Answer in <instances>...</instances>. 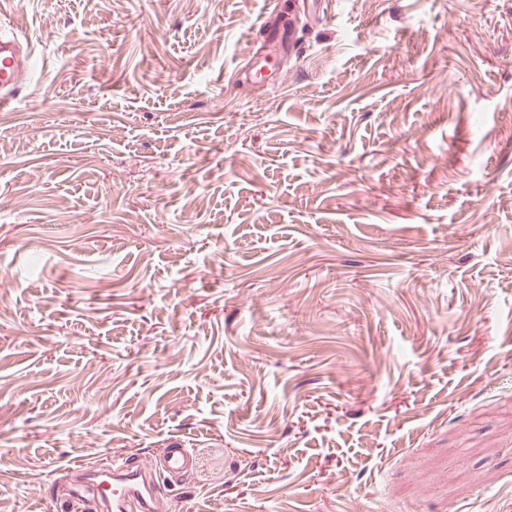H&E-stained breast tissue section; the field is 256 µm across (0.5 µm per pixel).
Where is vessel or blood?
<instances>
[{
    "instance_id": "vessel-or-blood-1",
    "label": "vessel or blood",
    "mask_w": 512,
    "mask_h": 512,
    "mask_svg": "<svg viewBox=\"0 0 512 512\" xmlns=\"http://www.w3.org/2000/svg\"><path fill=\"white\" fill-rule=\"evenodd\" d=\"M34 54L27 40L0 35V108L14 105L19 90L28 84ZM193 466L188 449L167 448L159 467L148 469L129 461L108 468L82 466L73 480L74 495L66 498L67 512L86 502L94 512H160L167 498L164 474Z\"/></svg>"
}]
</instances>
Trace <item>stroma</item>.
Masks as SVG:
<instances>
[{"label":"stroma","instance_id":"stroma-1","mask_svg":"<svg viewBox=\"0 0 512 512\" xmlns=\"http://www.w3.org/2000/svg\"><path fill=\"white\" fill-rule=\"evenodd\" d=\"M268 6L0 0V512H512V0ZM34 53L27 40L0 35V108L14 105L18 91L29 82ZM192 466L188 448L178 444L166 448L159 469H148L127 460L113 463L106 469L80 466L75 470L77 474L72 483L75 495L63 501L61 512L77 510L75 505L85 504V500L95 512L162 511L168 488L160 470L178 474Z\"/></svg>","mask_w":512,"mask_h":512}]
</instances>
